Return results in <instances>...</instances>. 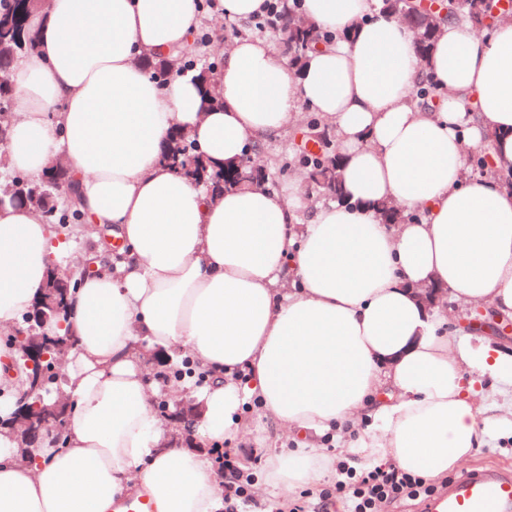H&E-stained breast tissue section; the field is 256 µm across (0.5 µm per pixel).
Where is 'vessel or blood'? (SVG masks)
<instances>
[{
    "instance_id": "obj_1",
    "label": "vessel or blood",
    "mask_w": 512,
    "mask_h": 512,
    "mask_svg": "<svg viewBox=\"0 0 512 512\" xmlns=\"http://www.w3.org/2000/svg\"><path fill=\"white\" fill-rule=\"evenodd\" d=\"M427 512H512V470L500 467L467 471L449 480L427 501Z\"/></svg>"
}]
</instances>
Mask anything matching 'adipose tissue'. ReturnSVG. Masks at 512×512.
Segmentation results:
<instances>
[{
    "label": "adipose tissue",
    "mask_w": 512,
    "mask_h": 512,
    "mask_svg": "<svg viewBox=\"0 0 512 512\" xmlns=\"http://www.w3.org/2000/svg\"><path fill=\"white\" fill-rule=\"evenodd\" d=\"M333 42L289 69L266 41L237 38L208 80L160 87L142 54L193 43L199 0H50L36 51L17 58L10 169L76 182L92 269L76 268L62 331L72 411L66 443L19 461L0 434V512H112L148 494L155 512H222L211 454L242 432L241 407L293 436L264 464L266 490L322 486L335 459L447 477L512 418L483 403L471 367L512 382V357L457 341L437 283L512 317V20L480 33L444 23L428 60L380 0H302ZM437 105L416 106L425 80ZM308 106L336 130L344 196L312 202L258 185L218 190L163 161L183 129L209 170L238 165ZM489 145L494 166L474 170ZM393 203L408 217L384 223ZM61 250L25 207L0 206V331L22 326ZM187 359L204 385L151 380L135 346ZM0 344V419L27 383ZM193 398L196 446L153 407ZM335 434L334 451L322 441Z\"/></svg>",
    "instance_id": "adipose-tissue-1"
}]
</instances>
